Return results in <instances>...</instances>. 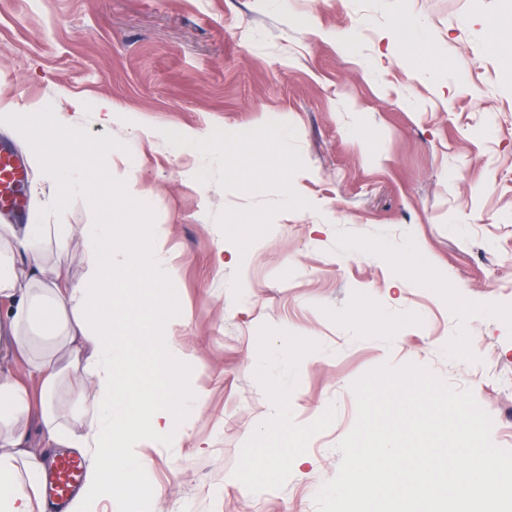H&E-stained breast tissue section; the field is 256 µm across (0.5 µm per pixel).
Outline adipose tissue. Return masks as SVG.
Masks as SVG:
<instances>
[{
    "label": "adipose tissue",
    "instance_id": "1",
    "mask_svg": "<svg viewBox=\"0 0 512 512\" xmlns=\"http://www.w3.org/2000/svg\"><path fill=\"white\" fill-rule=\"evenodd\" d=\"M33 161L43 168L47 202L54 209L88 191L91 177L85 168L49 164L39 152ZM48 231L37 212L27 224H0V341L16 363L24 365L27 378L39 382L47 401L65 366L91 370L95 382L76 385L73 392L94 421L78 435L52 409L33 411L27 379L0 369V512L35 510L44 469L28 449V428L34 420L46 447L93 449L94 457L69 512H97L107 497L136 501L150 493L129 450L136 416L148 413L153 435L165 438L190 417L199 398L181 383L183 359L173 353L165 357L161 402L148 401L138 384L120 395L112 391V375L128 355L127 342L112 335L113 314L122 306L115 297L116 278L140 280L145 295L140 308L154 331H164L175 312L173 277L154 251L142 248L115 258L111 225H90L80 231L84 276L76 281L61 260L68 250L69 229L56 235L53 260L46 254Z\"/></svg>",
    "mask_w": 512,
    "mask_h": 512
}]
</instances>
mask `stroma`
<instances>
[{"instance_id": "1", "label": "stroma", "mask_w": 512, "mask_h": 512, "mask_svg": "<svg viewBox=\"0 0 512 512\" xmlns=\"http://www.w3.org/2000/svg\"><path fill=\"white\" fill-rule=\"evenodd\" d=\"M409 20L427 31L423 57L397 44ZM344 29L354 50L333 38ZM103 98L121 107L107 127ZM47 101L86 149L54 151L46 131L17 153L81 164L92 188L43 223L112 224L116 246L154 248L180 290L182 313L166 335L145 330L113 392L174 349L201 399L173 440L135 437L155 494L98 512H316L356 422L353 385L383 365L471 390L512 450V0H0V104ZM266 119L273 154L226 180L218 143L247 147ZM175 133L201 144L176 153ZM137 220L139 238L121 234ZM409 244L437 278H405ZM363 303L372 324L352 325ZM262 336L299 346L279 377L306 463L244 494L270 422Z\"/></svg>"}]
</instances>
